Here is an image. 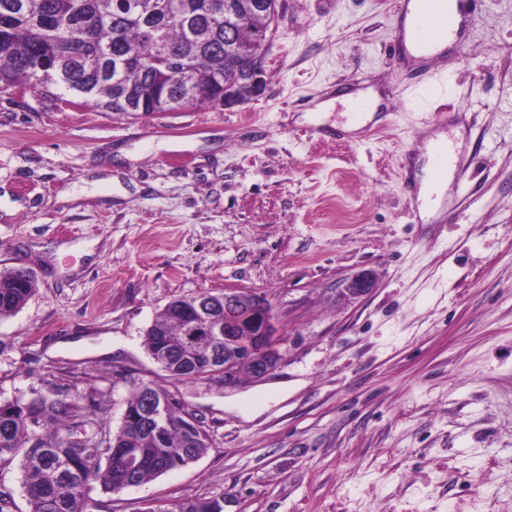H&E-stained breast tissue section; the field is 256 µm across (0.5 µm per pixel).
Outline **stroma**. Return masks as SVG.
<instances>
[{
    "label": "stroma",
    "instance_id": "obj_1",
    "mask_svg": "<svg viewBox=\"0 0 512 512\" xmlns=\"http://www.w3.org/2000/svg\"><path fill=\"white\" fill-rule=\"evenodd\" d=\"M395 0H281L266 89L215 111L103 112L0 92V270L37 288L0 319V402L45 396L116 432L135 384L211 446L92 512H512V0H467L441 58L395 61ZM367 108L319 111L336 86ZM457 162L422 216L438 134ZM371 272L374 288L350 297ZM265 295L280 366L175 381L146 329L173 299ZM168 512H224V500L223 498L187 499Z\"/></svg>",
    "mask_w": 512,
    "mask_h": 512
}]
</instances>
